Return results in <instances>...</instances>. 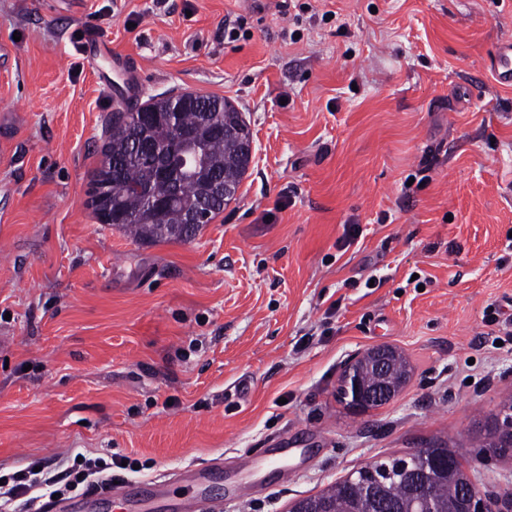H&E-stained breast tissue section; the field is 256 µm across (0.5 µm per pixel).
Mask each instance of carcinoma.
<instances>
[{
  "mask_svg": "<svg viewBox=\"0 0 512 512\" xmlns=\"http://www.w3.org/2000/svg\"><path fill=\"white\" fill-rule=\"evenodd\" d=\"M241 112L228 100L217 95H195V104L180 112L178 124L169 125L160 120L141 131L127 122L118 112L112 113V121L105 130L99 166L93 171L91 185L105 184L112 196V214L90 198V207L97 221L108 222L122 228L137 241L186 242L201 229V225L189 226L185 222L183 203L191 202L210 211L216 217L224 211L230 198L221 195H205L202 183L206 179L231 178L241 182L245 168L240 165L236 143L224 137L220 127L240 121ZM146 133L147 138L161 150L188 152L194 159L176 174L181 193L180 200L171 204L163 213H157L144 201L148 193L155 199L171 196L173 185L156 175L134 153L137 135ZM390 382L401 387L407 379L408 363L396 354L388 365ZM460 455L439 445L426 449V459L434 462V508L436 512H462L461 491L466 474L461 468ZM411 460L392 458L370 468L357 471V475L339 481L321 496L336 512H363L372 507L368 499L371 486H376L380 497L390 502L398 512L416 509L411 485L402 480L400 469Z\"/></svg>",
  "mask_w": 512,
  "mask_h": 512,
  "instance_id": "cac0c4a2",
  "label": "carcinoma"
}]
</instances>
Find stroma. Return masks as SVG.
<instances>
[{
	"mask_svg": "<svg viewBox=\"0 0 512 512\" xmlns=\"http://www.w3.org/2000/svg\"><path fill=\"white\" fill-rule=\"evenodd\" d=\"M277 3L0 0V476L107 448L157 506L206 466L223 512H287L441 444L512 490L479 431L512 393V0ZM186 91L237 107L253 161L193 239L134 241L88 205L102 128ZM379 344L410 377L352 411ZM490 67L494 77L502 84L512 85V37H501L490 57ZM394 351L395 349L388 345L374 346L369 348L367 352L355 357L344 366L340 375V385L347 392L349 397H351V391L353 390L356 398L355 409H361L373 403H380L387 397H389L390 401L395 397L397 393H394L392 387L388 386L384 381V375L381 376L380 382L377 385L368 390H363L354 377L356 370H358L356 366L357 360L363 359L364 357H371L377 371L383 372Z\"/></svg>",
	"mask_w": 512,
	"mask_h": 512,
	"instance_id": "1",
	"label": "stroma"
}]
</instances>
